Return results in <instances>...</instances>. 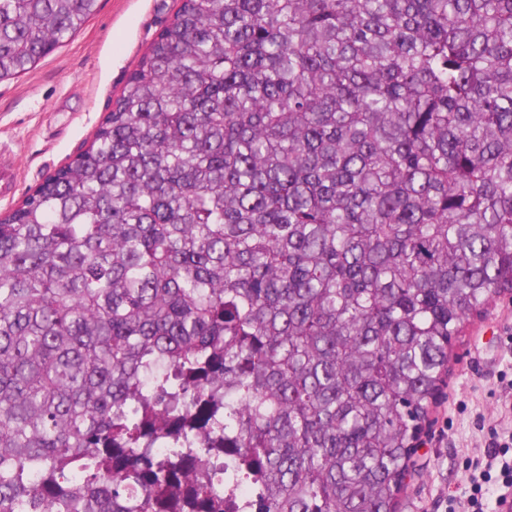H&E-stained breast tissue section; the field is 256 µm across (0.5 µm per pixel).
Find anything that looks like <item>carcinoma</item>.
Returning a JSON list of instances; mask_svg holds the SVG:
<instances>
[{
	"mask_svg": "<svg viewBox=\"0 0 512 512\" xmlns=\"http://www.w3.org/2000/svg\"><path fill=\"white\" fill-rule=\"evenodd\" d=\"M98 0H0V81ZM512 293V0H181L0 217V512H400ZM161 442L166 452L153 454Z\"/></svg>",
	"mask_w": 512,
	"mask_h": 512,
	"instance_id": "carcinoma-1",
	"label": "carcinoma"
}]
</instances>
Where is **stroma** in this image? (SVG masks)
<instances>
[{
	"label": "stroma",
	"mask_w": 512,
	"mask_h": 512,
	"mask_svg": "<svg viewBox=\"0 0 512 512\" xmlns=\"http://www.w3.org/2000/svg\"><path fill=\"white\" fill-rule=\"evenodd\" d=\"M180 0H99L94 16L27 73L0 82V149L17 167L0 215L19 206L92 141ZM402 498V512H448L469 494L466 466L492 436L512 437V296L466 323Z\"/></svg>",
	"instance_id": "35a3bbf8"
}]
</instances>
